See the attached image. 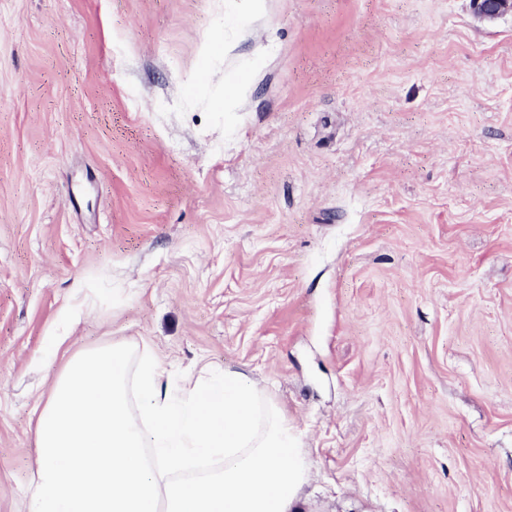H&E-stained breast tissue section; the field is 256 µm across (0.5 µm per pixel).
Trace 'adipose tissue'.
<instances>
[{
  "label": "adipose tissue",
  "mask_w": 512,
  "mask_h": 512,
  "mask_svg": "<svg viewBox=\"0 0 512 512\" xmlns=\"http://www.w3.org/2000/svg\"><path fill=\"white\" fill-rule=\"evenodd\" d=\"M35 432L26 512H296L310 468L242 375L177 377L133 341L71 355Z\"/></svg>",
  "instance_id": "ef3b65f1"
}]
</instances>
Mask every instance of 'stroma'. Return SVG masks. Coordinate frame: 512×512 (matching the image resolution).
<instances>
[{"label": "stroma", "instance_id": "1", "mask_svg": "<svg viewBox=\"0 0 512 512\" xmlns=\"http://www.w3.org/2000/svg\"><path fill=\"white\" fill-rule=\"evenodd\" d=\"M55 336L257 384L300 512H512V14L0 0V512Z\"/></svg>", "mask_w": 512, "mask_h": 512}]
</instances>
